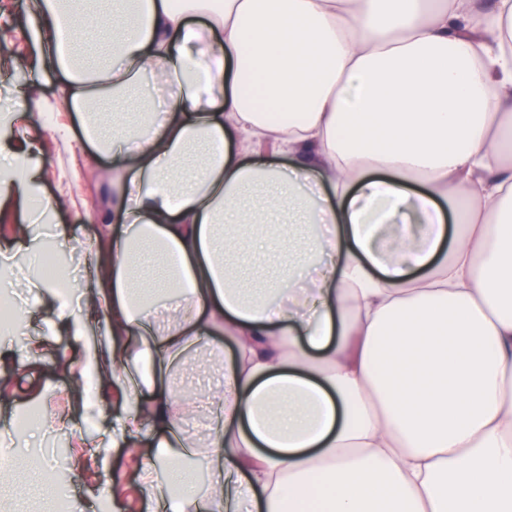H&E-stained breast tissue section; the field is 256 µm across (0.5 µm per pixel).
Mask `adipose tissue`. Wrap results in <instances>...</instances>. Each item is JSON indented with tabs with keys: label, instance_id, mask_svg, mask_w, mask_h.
I'll use <instances>...</instances> for the list:
<instances>
[{
	"label": "adipose tissue",
	"instance_id": "1",
	"mask_svg": "<svg viewBox=\"0 0 512 512\" xmlns=\"http://www.w3.org/2000/svg\"><path fill=\"white\" fill-rule=\"evenodd\" d=\"M120 2L30 27L112 161L82 306L32 283L74 342L108 326L75 374L126 386L99 446L156 434L175 512H512V0ZM10 154L0 206L41 193ZM253 250L275 287H242Z\"/></svg>",
	"mask_w": 512,
	"mask_h": 512
}]
</instances>
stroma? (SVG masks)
<instances>
[{"mask_svg": "<svg viewBox=\"0 0 512 512\" xmlns=\"http://www.w3.org/2000/svg\"><path fill=\"white\" fill-rule=\"evenodd\" d=\"M33 2L0 0V106L9 112H35L34 124L23 130L25 138L35 144L28 162L43 172V195L59 200L61 206L49 221L40 212L26 213L16 205L0 208V270L11 272L8 290L28 310L21 332L0 338L1 344L13 350L8 362L0 363V418L21 413L45 393L53 405L63 407L68 422L54 432L34 430L25 440L0 433V450L29 465L34 460L33 450L77 444V456L68 460L55 483L56 489L68 492L75 512H81L90 501L97 512H157L155 502L139 482V474L163 456V449L144 448L133 453L112 448L105 452L78 444L79 435L94 431L97 414L112 417L125 409L124 387L114 384L103 403L91 393L75 389L62 367H78L84 352L58 329L55 311L45 296L29 290L28 280L36 274L34 259H14L7 253L17 225L27 224L42 250L67 254V273L76 285L92 273L93 266L86 252L66 249L58 241L56 226L73 227L82 239L93 243L100 238L102 225L112 221V172L76 134L75 114L62 94V79L40 73L38 50L27 32ZM35 78L41 81L40 95L37 102L28 105L14 96L13 87ZM32 338L45 344L43 356L35 361L27 354Z\"/></svg>", "mask_w": 512, "mask_h": 512, "instance_id": "stroma-1", "label": "stroma"}]
</instances>
